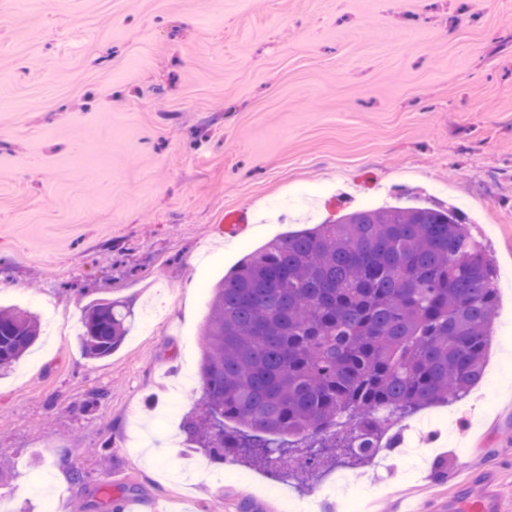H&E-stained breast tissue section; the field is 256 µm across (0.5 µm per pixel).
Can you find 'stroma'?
<instances>
[{
    "label": "stroma",
    "instance_id": "1",
    "mask_svg": "<svg viewBox=\"0 0 512 512\" xmlns=\"http://www.w3.org/2000/svg\"><path fill=\"white\" fill-rule=\"evenodd\" d=\"M455 207L495 267L485 377L440 437L391 468L346 455L328 429L244 448L191 473L214 285L269 240L366 206ZM240 210L244 228L221 219ZM130 311L122 346L85 356L97 299ZM0 305L38 316L0 376V500L12 512H279L312 495L345 512L437 508L495 487L512 512V400L474 404L512 373V0H0ZM109 446L110 464L91 449ZM91 472L75 484L72 470Z\"/></svg>",
    "mask_w": 512,
    "mask_h": 512
}]
</instances>
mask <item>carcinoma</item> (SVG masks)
I'll use <instances>...</instances> for the list:
<instances>
[{
    "mask_svg": "<svg viewBox=\"0 0 512 512\" xmlns=\"http://www.w3.org/2000/svg\"><path fill=\"white\" fill-rule=\"evenodd\" d=\"M495 269L449 208L356 209L284 235L244 257L213 288L202 332L203 412L187 447L213 460L250 447L225 422L275 437L353 424L351 452L371 456L388 420L460 398L483 378L497 295ZM129 311L97 300L79 342L112 354ZM21 308H0V372L39 337Z\"/></svg>",
    "mask_w": 512,
    "mask_h": 512,
    "instance_id": "obj_1",
    "label": "carcinoma"
}]
</instances>
